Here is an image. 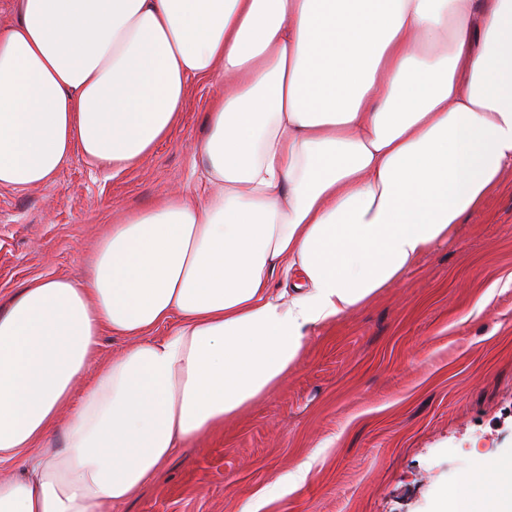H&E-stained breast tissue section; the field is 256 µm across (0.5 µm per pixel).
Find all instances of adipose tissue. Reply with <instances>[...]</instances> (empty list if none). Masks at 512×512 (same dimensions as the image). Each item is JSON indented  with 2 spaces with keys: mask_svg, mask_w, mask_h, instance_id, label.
I'll list each match as a JSON object with an SVG mask.
<instances>
[{
  "mask_svg": "<svg viewBox=\"0 0 512 512\" xmlns=\"http://www.w3.org/2000/svg\"><path fill=\"white\" fill-rule=\"evenodd\" d=\"M0 186L135 166L221 77L205 191L124 212L85 282L0 310V512H112L403 281L512 165V0H15ZM296 275L290 290L276 276ZM132 338L94 364L103 333ZM69 419H61L64 406ZM435 512H512V453Z\"/></svg>",
  "mask_w": 512,
  "mask_h": 512,
  "instance_id": "adipose-tissue-1",
  "label": "adipose tissue"
}]
</instances>
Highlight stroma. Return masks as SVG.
Wrapping results in <instances>:
<instances>
[{"label":"stroma","instance_id":"35a3bbf8","mask_svg":"<svg viewBox=\"0 0 512 512\" xmlns=\"http://www.w3.org/2000/svg\"><path fill=\"white\" fill-rule=\"evenodd\" d=\"M221 78L142 162L73 154L48 183L0 187V307L35 278L83 280L118 215L202 176L194 151ZM512 450V166L482 211L403 282L311 332L299 363L239 417L185 442L115 512H432L478 457ZM311 461L308 479L281 478Z\"/></svg>","mask_w":512,"mask_h":512}]
</instances>
